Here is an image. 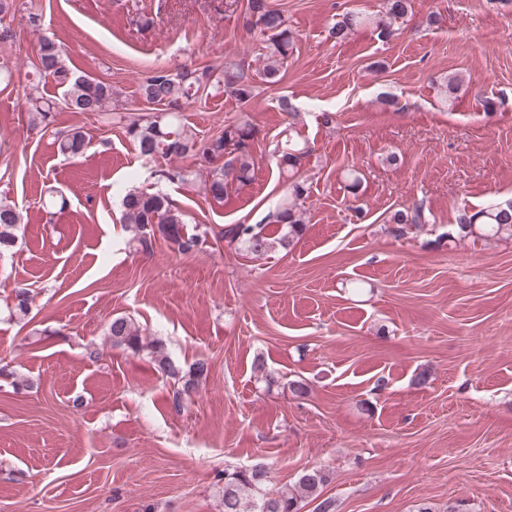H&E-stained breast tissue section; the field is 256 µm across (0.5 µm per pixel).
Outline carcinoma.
Here are the masks:
<instances>
[{
	"mask_svg": "<svg viewBox=\"0 0 512 512\" xmlns=\"http://www.w3.org/2000/svg\"><path fill=\"white\" fill-rule=\"evenodd\" d=\"M15 0H0V44L14 42L15 32L3 24ZM385 13L369 15L346 12L332 27L333 37L343 42L357 29L370 26L386 39L394 33L393 25L411 10L410 0H385ZM245 30L259 31L263 36L258 71L261 80L271 86L280 83L282 70L295 40V33L287 16L274 7L270 0H247L243 12ZM36 72L50 76L64 88L62 104L72 112H95L110 115L124 124L125 134L137 147L140 155L157 166L155 175L169 183L189 184L198 175H205V190L210 198L224 203L230 190L241 192L253 183L255 171V143L261 130L246 112L224 129L208 138H201L189 125L182 122L183 105L200 90L230 96L242 104L254 97V76L240 61L227 60L216 69L188 68L178 71L156 69L141 85V96L149 104L159 106L153 114L126 111L122 93L112 84L78 75L63 59L60 47L51 39L41 40L38 49ZM29 124L47 128L52 123L57 103L42 96L26 97ZM54 144L59 155L66 159L83 156L91 145L87 133L80 128L55 133ZM307 145L288 138V147L279 149L277 166L286 176L288 193L277 211L273 222L280 225L279 236L264 233L262 224H236L226 231L230 241L236 242L255 255L263 256L277 248L287 249L303 235L306 227L305 200L308 187L298 177L301 160L310 155ZM189 158L191 166H175L176 159ZM123 222L132 232V241L143 249L152 247L157 238L165 240L172 250L190 255L201 248L202 236L187 231L182 209L168 195L143 191L128 192L122 199ZM399 225L423 224V207L414 205L395 212L389 219ZM455 227L461 238L512 239V199L497 202L480 210L464 207L456 212ZM23 232V216L16 205L0 199V252L15 246ZM33 296L26 288H17L12 295L10 316L21 321L30 314ZM112 346L139 353L150 348V354L162 373L179 384L173 392L171 406L178 411L183 399L198 387V381L208 371L204 361L193 364L183 372L165 353L164 346L151 347L143 343L139 326L129 317L112 318L108 326ZM330 482V473L321 467L301 472L294 489L275 491L270 488V472L263 468L236 470L224 473L222 504L224 512H298L302 498L319 501L316 512H334V502L320 499L321 491Z\"/></svg>",
	"mask_w": 512,
	"mask_h": 512,
	"instance_id": "cac0c4a2",
	"label": "carcinoma"
}]
</instances>
